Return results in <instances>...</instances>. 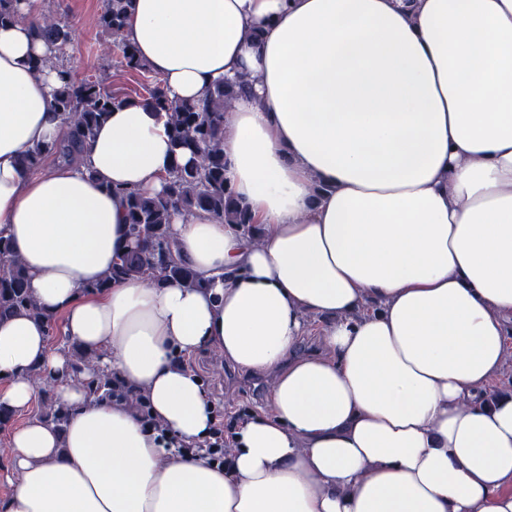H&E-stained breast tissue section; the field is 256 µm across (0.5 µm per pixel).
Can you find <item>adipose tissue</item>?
I'll return each instance as SVG.
<instances>
[{"label": "adipose tissue", "instance_id": "ef3b65f1", "mask_svg": "<svg viewBox=\"0 0 512 512\" xmlns=\"http://www.w3.org/2000/svg\"><path fill=\"white\" fill-rule=\"evenodd\" d=\"M44 5L17 0L28 23L0 26V231L66 342L0 320V408L28 411L38 375L70 420L12 429L0 512H512V397L486 396L512 352V0H132L123 37L169 99L253 85L223 147L262 240L178 213L201 287L100 292L130 244L123 190L161 193L192 156L132 100L78 162L30 169L69 132L55 72L33 73L53 53L31 25ZM312 329L324 356L290 359ZM72 342L166 434L90 396ZM210 349L277 374L226 467L200 448L214 402L187 365Z\"/></svg>", "mask_w": 512, "mask_h": 512}]
</instances>
